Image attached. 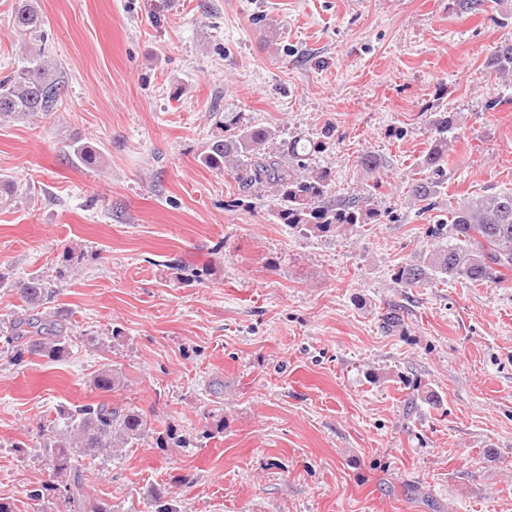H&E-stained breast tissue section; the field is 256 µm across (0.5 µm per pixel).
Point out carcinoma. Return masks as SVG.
<instances>
[{
	"label": "carcinoma",
	"mask_w": 512,
	"mask_h": 512,
	"mask_svg": "<svg viewBox=\"0 0 512 512\" xmlns=\"http://www.w3.org/2000/svg\"><path fill=\"white\" fill-rule=\"evenodd\" d=\"M493 3L507 9L503 0H454L458 14H477ZM15 28L33 33L40 18L33 0H19L14 9ZM492 72L512 77V40L496 46L487 61ZM66 80L57 63L36 54L10 75L0 80V119H25L58 111ZM437 136L424 154L420 167L425 176L413 180L410 198L427 210L448 182L449 112L434 120ZM224 138L212 142L204 163L217 170L229 166L242 193L269 188L274 197L275 217L288 227L317 233H336L346 224H364L374 217L367 201L353 197L344 204L331 200V179L326 171L310 168L313 152L298 147L297 141L279 138L272 125H252L239 112L224 113ZM14 183L0 179V209L15 202ZM430 236L441 244L402 264L395 272L404 288H423L448 278L463 279L472 285L500 280L512 270V191L492 192L462 200L438 221ZM27 313L0 320V334L16 354L61 358L70 346L69 324L59 312L45 309L51 303L46 282L32 276L16 284ZM101 393H113L124 386L121 373L102 368L92 379ZM68 421L67 430L49 436L52 470L56 475L73 472L68 500L73 512H112V507L86 498L82 477L73 471L79 458H112L144 439L149 431L145 417L134 408L106 402L73 405L59 410Z\"/></svg>",
	"instance_id": "cac0c4a2"
}]
</instances>
